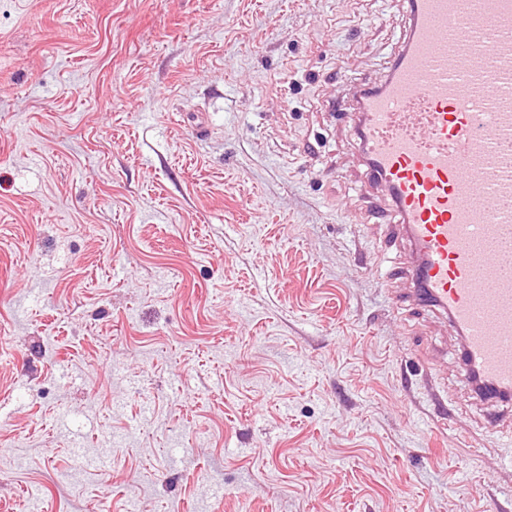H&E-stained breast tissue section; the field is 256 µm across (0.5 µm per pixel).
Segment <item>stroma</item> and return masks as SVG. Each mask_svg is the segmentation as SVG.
<instances>
[{
    "instance_id": "1",
    "label": "stroma",
    "mask_w": 512,
    "mask_h": 512,
    "mask_svg": "<svg viewBox=\"0 0 512 512\" xmlns=\"http://www.w3.org/2000/svg\"><path fill=\"white\" fill-rule=\"evenodd\" d=\"M407 26L0 0V512H485L512 445L337 113Z\"/></svg>"
}]
</instances>
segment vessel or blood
<instances>
[{
  "label": "vessel or blood",
  "instance_id": "1",
  "mask_svg": "<svg viewBox=\"0 0 512 512\" xmlns=\"http://www.w3.org/2000/svg\"><path fill=\"white\" fill-rule=\"evenodd\" d=\"M410 24L350 113L412 299L444 313L474 392L512 401V0H405Z\"/></svg>",
  "mask_w": 512,
  "mask_h": 512
}]
</instances>
